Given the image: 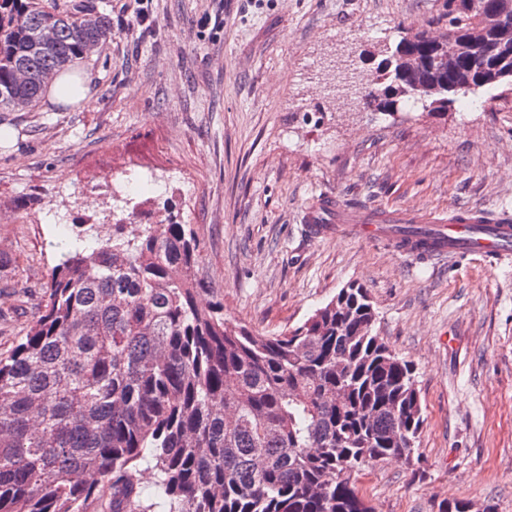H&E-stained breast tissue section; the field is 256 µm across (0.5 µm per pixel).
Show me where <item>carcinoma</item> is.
Here are the masks:
<instances>
[{"label":"carcinoma","instance_id":"1","mask_svg":"<svg viewBox=\"0 0 512 512\" xmlns=\"http://www.w3.org/2000/svg\"><path fill=\"white\" fill-rule=\"evenodd\" d=\"M502 0H448V29L465 33ZM56 29L49 46L37 33ZM112 37L90 3L46 8L0 0V112L38 102L47 73ZM494 37L464 46L430 99L512 81ZM29 80L15 79L17 68ZM391 74L361 99L391 114ZM199 241L169 210H124L90 253L63 254L26 336L0 355V512H146L137 479L151 453L168 512H373L354 477L387 459L410 464L424 422L411 362L373 334L358 284L304 322L260 336L202 305ZM348 388L342 407L330 399Z\"/></svg>","mask_w":512,"mask_h":512}]
</instances>
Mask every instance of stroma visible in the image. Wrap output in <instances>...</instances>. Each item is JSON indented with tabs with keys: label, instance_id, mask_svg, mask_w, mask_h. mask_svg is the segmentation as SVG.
<instances>
[{
	"label": "stroma",
	"instance_id": "obj_1",
	"mask_svg": "<svg viewBox=\"0 0 512 512\" xmlns=\"http://www.w3.org/2000/svg\"><path fill=\"white\" fill-rule=\"evenodd\" d=\"M112 37L91 56L89 106L41 100L0 112V354L33 325L61 254L60 224L112 235V191L154 175L129 206L171 208L195 230L203 301L271 336L348 283L374 332L415 368L424 424L419 471L402 460L358 476L374 512H512V268L476 257L422 262L358 236L310 240L313 198L358 208L512 209V85L470 95L473 110L385 115L326 84L352 53L376 70L381 44L438 30L446 0H226L224 30L200 35L210 0H94ZM147 10L150 29L134 26ZM111 174L112 188L100 182Z\"/></svg>",
	"mask_w": 512,
	"mask_h": 512
}]
</instances>
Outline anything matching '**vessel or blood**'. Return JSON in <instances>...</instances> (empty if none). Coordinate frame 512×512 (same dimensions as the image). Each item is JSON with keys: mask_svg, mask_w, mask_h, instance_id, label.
<instances>
[{"mask_svg": "<svg viewBox=\"0 0 512 512\" xmlns=\"http://www.w3.org/2000/svg\"><path fill=\"white\" fill-rule=\"evenodd\" d=\"M425 224V236L385 235L384 225ZM312 239L343 234L386 240L399 254L425 261L457 257H481L500 262L512 259V210L496 212L482 207H466L444 213L402 210L389 214L371 209L353 210L332 192L321 193L303 215Z\"/></svg>", "mask_w": 512, "mask_h": 512, "instance_id": "obj_1", "label": "vessel or blood"}]
</instances>
